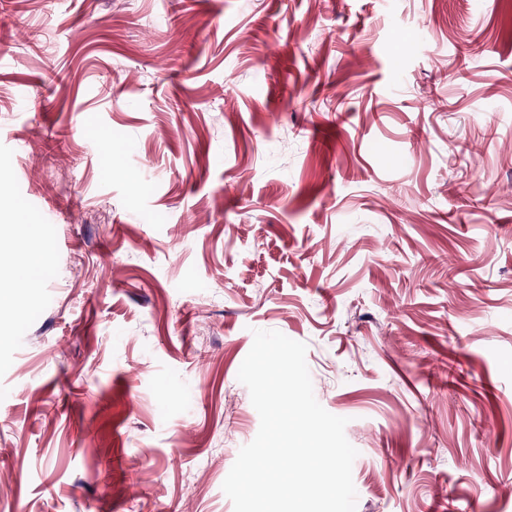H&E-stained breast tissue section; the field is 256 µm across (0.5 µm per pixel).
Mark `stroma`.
<instances>
[{
  "label": "stroma",
  "instance_id": "stroma-1",
  "mask_svg": "<svg viewBox=\"0 0 512 512\" xmlns=\"http://www.w3.org/2000/svg\"><path fill=\"white\" fill-rule=\"evenodd\" d=\"M0 216V512H234L257 330L356 512H512V0H6ZM47 248L43 245H34L25 250V260L12 267L4 269L1 267V278L8 277L18 281L26 282L38 268L43 266L47 258Z\"/></svg>",
  "mask_w": 512,
  "mask_h": 512
}]
</instances>
